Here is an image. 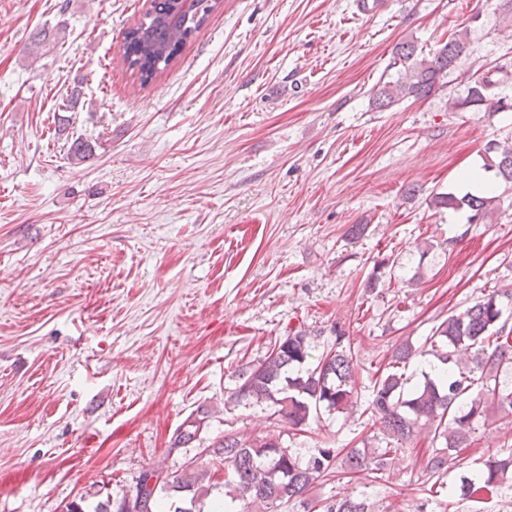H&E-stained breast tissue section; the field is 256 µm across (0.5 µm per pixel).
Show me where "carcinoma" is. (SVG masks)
Wrapping results in <instances>:
<instances>
[{
  "label": "carcinoma",
  "mask_w": 512,
  "mask_h": 512,
  "mask_svg": "<svg viewBox=\"0 0 512 512\" xmlns=\"http://www.w3.org/2000/svg\"><path fill=\"white\" fill-rule=\"evenodd\" d=\"M218 0H151L144 21L130 28L124 37L123 60L149 83L165 70L189 38L214 10ZM467 47V32L459 30L426 56L412 42L394 47L398 77L385 82L374 94L377 109H386L405 99L426 98L446 86L444 78ZM494 82L486 76L472 81L467 96L451 102L454 107L488 105L494 110L508 104L492 93ZM103 146L99 139L75 137L69 140L68 157L80 165ZM496 154V175L512 182V142L491 143ZM437 207H467L471 218L490 214V201L473 194L461 198L452 193L433 196ZM512 303V291H494L464 310L448 316L419 345L404 340L392 351L385 372L375 381L368 404L380 422L386 440L383 448H353L338 458L332 448H320L306 457L299 449L282 446L281 439L269 435L241 440L224 436L212 448V455L224 462V504L228 512H277L278 507L302 500L320 479L336 473L366 474L379 478L389 463L405 451L418 433L426 429L441 447L429 457L430 477H443L450 468L463 466L462 449L471 445L472 435L498 417H512V327L504 318ZM309 342L300 330L289 331L275 343L271 353L257 364L244 367L240 384L230 401L265 405L273 416L292 428L309 424L321 412L346 413L358 404L355 395V364L351 350L336 347L313 369L307 367ZM431 357L440 375L421 372L422 381L411 383L406 374L412 360ZM210 413L200 409L190 416L176 434L174 447L196 440L208 426ZM148 471L136 477L131 498L137 512H204L205 501L217 484L204 464L187 466L181 473H164L156 486L147 484ZM512 476V454L490 456L468 467L461 485L444 495L459 497L479 505L498 497ZM320 512H372L367 499L354 494L320 500Z\"/></svg>",
  "instance_id": "carcinoma-1"
}]
</instances>
